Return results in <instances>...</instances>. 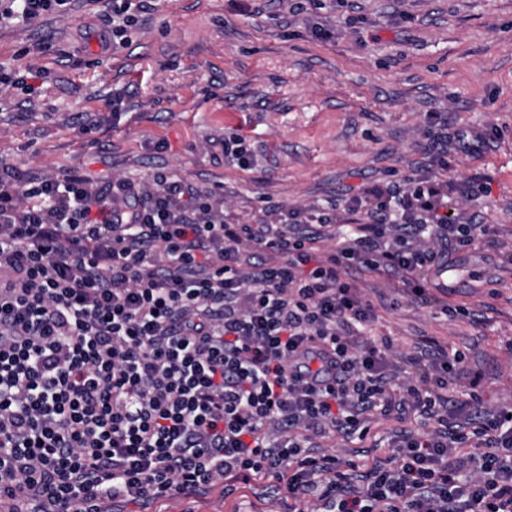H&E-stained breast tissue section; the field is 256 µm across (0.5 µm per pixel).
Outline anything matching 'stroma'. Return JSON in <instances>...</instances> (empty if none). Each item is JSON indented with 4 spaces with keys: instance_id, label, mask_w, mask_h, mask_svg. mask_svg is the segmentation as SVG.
Listing matches in <instances>:
<instances>
[{
    "instance_id": "obj_1",
    "label": "stroma",
    "mask_w": 512,
    "mask_h": 512,
    "mask_svg": "<svg viewBox=\"0 0 512 512\" xmlns=\"http://www.w3.org/2000/svg\"><path fill=\"white\" fill-rule=\"evenodd\" d=\"M107 18L95 0H73L63 15L0 24V63L25 78L0 89V162L25 182L163 173L250 224L268 207L331 212L373 182L402 192L434 171L430 124L480 131L485 147L449 149L443 177L470 185L459 206L496 225L501 247L450 252L447 275L427 283L447 293L429 306L368 270L348 276L400 372L420 374L436 343L463 356L458 389L477 374L483 410L512 407V0H147L124 45L105 53ZM230 137L248 168L225 160L218 143ZM437 426L392 417L324 446L387 465L403 435ZM286 496V479L269 477L229 498L217 486L125 512H287Z\"/></svg>"
}]
</instances>
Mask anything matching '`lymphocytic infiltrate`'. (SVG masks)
Returning a JSON list of instances; mask_svg holds the SVG:
<instances>
[{
  "mask_svg": "<svg viewBox=\"0 0 512 512\" xmlns=\"http://www.w3.org/2000/svg\"><path fill=\"white\" fill-rule=\"evenodd\" d=\"M361 222L317 254L301 211L233 221L163 175L69 173L22 187L0 165V512H112L288 475V512H512V408L466 432L408 434L399 464L316 451L375 414L439 417L460 356L401 379L350 268L426 283L449 249L496 243L435 175L374 184L318 226Z\"/></svg>",
  "mask_w": 512,
  "mask_h": 512,
  "instance_id": "obj_1",
  "label": "lymphocytic infiltrate"
}]
</instances>
